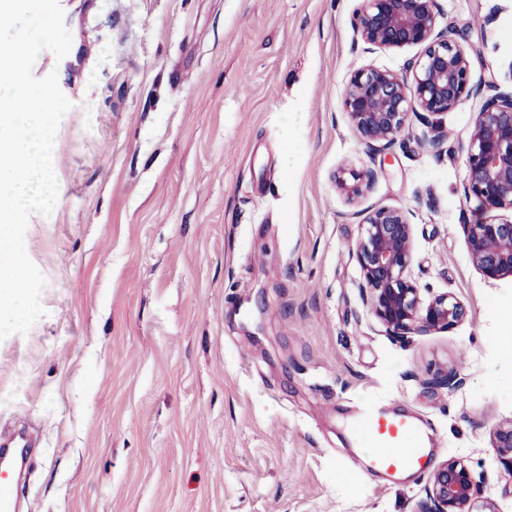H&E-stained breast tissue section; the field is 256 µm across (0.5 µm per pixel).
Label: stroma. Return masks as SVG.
Wrapping results in <instances>:
<instances>
[{
  "label": "stroma",
  "instance_id": "obj_1",
  "mask_svg": "<svg viewBox=\"0 0 512 512\" xmlns=\"http://www.w3.org/2000/svg\"><path fill=\"white\" fill-rule=\"evenodd\" d=\"M437 4L478 48L439 153L423 116L378 152L343 110L352 71L422 52L366 51L363 0H66L58 196L25 233L45 313L0 341V428L37 442L23 512H416L424 478L380 481L347 429L378 399L512 512L491 441L512 423V277L484 278L463 233L470 125L489 82L512 90V0ZM343 168L375 173L357 203ZM377 207L406 212L412 278L464 321L385 336L349 253ZM447 369L458 388L427 387Z\"/></svg>",
  "mask_w": 512,
  "mask_h": 512
}]
</instances>
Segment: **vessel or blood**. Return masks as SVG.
<instances>
[{"label":"vessel or blood","instance_id":"obj_1","mask_svg":"<svg viewBox=\"0 0 512 512\" xmlns=\"http://www.w3.org/2000/svg\"><path fill=\"white\" fill-rule=\"evenodd\" d=\"M350 431L369 447L371 469L385 477L400 473H425L430 467V451L421 428L410 414L388 409L375 401L361 407Z\"/></svg>","mask_w":512,"mask_h":512}]
</instances>
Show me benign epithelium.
Instances as JSON below:
<instances>
[{"mask_svg":"<svg viewBox=\"0 0 512 512\" xmlns=\"http://www.w3.org/2000/svg\"><path fill=\"white\" fill-rule=\"evenodd\" d=\"M437 0H363L351 20L354 35L379 49L423 47L406 71L367 65L353 71L344 87L343 109L359 138L370 147L391 146L414 114H445L468 98L470 49L467 34L450 38L437 31ZM464 197L477 202V218L463 225L470 260L488 279L512 277V92L488 97L469 131ZM373 173L336 175L347 199L361 196ZM358 288L371 315L393 340L446 329L466 316L463 303L446 292L426 298L409 270L413 261V225L400 208L365 212L361 233L350 247ZM504 472L512 480V425L493 433ZM477 483L465 465L449 459L437 466L424 486L418 512H494L476 504Z\"/></svg>","mask_w":512,"mask_h":512,"instance_id":"obj_1","label":"benign epithelium"}]
</instances>
